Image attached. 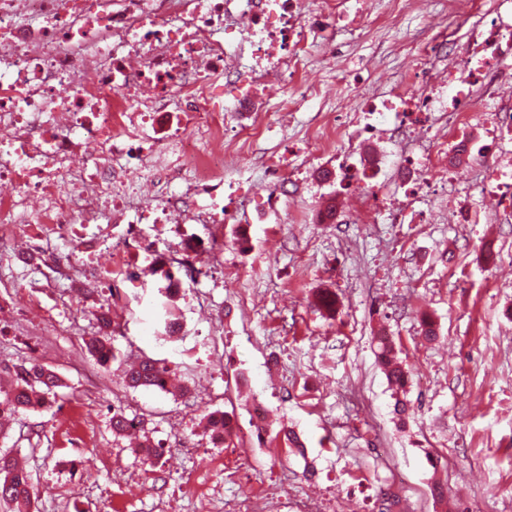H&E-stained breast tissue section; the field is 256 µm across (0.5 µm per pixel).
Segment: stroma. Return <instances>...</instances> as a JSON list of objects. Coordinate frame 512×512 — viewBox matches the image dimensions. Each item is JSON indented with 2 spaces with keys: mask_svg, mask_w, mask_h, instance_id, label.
<instances>
[{
  "mask_svg": "<svg viewBox=\"0 0 512 512\" xmlns=\"http://www.w3.org/2000/svg\"><path fill=\"white\" fill-rule=\"evenodd\" d=\"M368 2L366 26L334 31L335 60L313 49L296 77L318 85L319 97H298L284 127L255 129L244 168L225 171L235 219L222 248L208 224H90L67 236L38 229L33 257L23 240L0 257V365L34 359L60 379L50 405L0 423V452L26 461L31 512H163L170 503L227 512L274 492L280 512H378L384 490L398 495L399 512H512V207L500 205L512 197V137L487 138L479 116L448 134L474 157L453 183L472 224L436 192L417 204L426 223L395 224L384 210L360 223L358 198L334 174L335 138L301 151L317 111L362 108L369 87L411 80L399 45L450 26L447 50L463 54L469 25L459 0L399 12ZM278 147L297 153L273 178L258 158ZM271 187L278 205L256 207ZM331 201L336 219L320 223ZM241 227L244 246L235 241ZM85 240L97 254L80 273L44 265V255L78 252ZM122 240L134 252L151 243L153 253L103 278L108 247ZM160 264L182 274L174 314L183 332L173 338L160 322ZM320 288L336 293V317L315 306ZM104 307L119 326L107 366L85 350ZM425 313L436 324L432 341L421 334ZM382 326L409 373L402 417L374 352ZM144 356L166 360L181 392L127 388L122 362ZM259 401L260 432L251 417ZM116 409L142 419L164 448L156 466L113 433ZM216 410L237 423L231 445L206 428ZM287 428L301 448L287 442ZM436 481L447 505L430 494Z\"/></svg>",
  "mask_w": 512,
  "mask_h": 512,
  "instance_id": "35a3bbf8",
  "label": "stroma"
}]
</instances>
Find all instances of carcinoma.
<instances>
[{"label":"carcinoma","instance_id":"1","mask_svg":"<svg viewBox=\"0 0 512 512\" xmlns=\"http://www.w3.org/2000/svg\"><path fill=\"white\" fill-rule=\"evenodd\" d=\"M102 335L93 337L86 345L87 351L98 363L107 365L116 359L112 350L111 337L108 330L111 319L107 313L98 316ZM377 357L383 366L390 384L397 390L405 389L408 383V372L397 357V351L391 336L382 328L375 336ZM14 387L4 394L0 400V413L15 412L19 409L34 411L49 404L54 388L59 386V377L44 365L32 360L14 366ZM169 368L155 359L142 357L128 366L125 381L132 389L144 388L167 392ZM207 427L216 438L231 442L235 437L233 418L226 412L216 411L208 415ZM143 428L138 417L127 416L118 409L112 414V432L118 436L135 429ZM135 452L145 463L154 464L164 453V449L143 437ZM33 486L30 475L18 455L11 452L0 453V501L10 504L16 512H30Z\"/></svg>","mask_w":512,"mask_h":512}]
</instances>
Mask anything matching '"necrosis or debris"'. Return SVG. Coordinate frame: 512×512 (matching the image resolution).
Segmentation results:
<instances>
[{
    "label": "necrosis or debris",
    "instance_id": "obj_1",
    "mask_svg": "<svg viewBox=\"0 0 512 512\" xmlns=\"http://www.w3.org/2000/svg\"><path fill=\"white\" fill-rule=\"evenodd\" d=\"M364 10L305 0H0V241L53 225L221 224L224 115L251 112L271 76L308 67L328 27L360 26ZM467 60L439 65L437 45H410L416 88L374 92L370 112H396L412 134L492 106L512 125L497 81L512 75V21L478 16ZM238 96L225 98V87ZM442 144L408 146L397 161L447 183Z\"/></svg>",
    "mask_w": 512,
    "mask_h": 512
}]
</instances>
